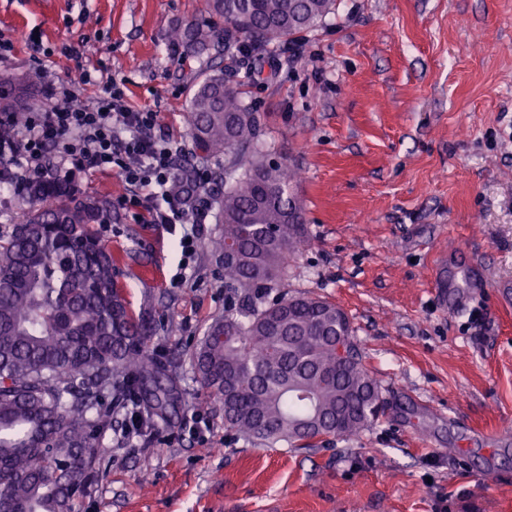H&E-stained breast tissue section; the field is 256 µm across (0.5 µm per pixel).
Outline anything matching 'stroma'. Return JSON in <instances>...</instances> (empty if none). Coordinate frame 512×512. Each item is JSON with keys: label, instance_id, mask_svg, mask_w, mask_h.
<instances>
[{"label": "stroma", "instance_id": "35a3bbf8", "mask_svg": "<svg viewBox=\"0 0 512 512\" xmlns=\"http://www.w3.org/2000/svg\"><path fill=\"white\" fill-rule=\"evenodd\" d=\"M205 16V0H0V39L15 45L0 76L41 94L81 68L111 75L134 108L157 112L181 167L210 172L224 162L191 155L190 93L210 69L240 84L270 162L301 174L309 245L283 290L346 312L385 411L358 438L303 449L227 430L189 359L224 312L207 250L215 216L186 262L178 236L137 219L121 177L80 173L79 192L112 200L96 231L121 257L132 312L154 304L164 327L151 349L178 359L185 404L147 443L113 423L74 512H512V445L492 437L512 428V302L500 290L512 285V0H336L293 43L175 51L171 29ZM442 253L472 262L487 288L443 306Z\"/></svg>", "mask_w": 512, "mask_h": 512}]
</instances>
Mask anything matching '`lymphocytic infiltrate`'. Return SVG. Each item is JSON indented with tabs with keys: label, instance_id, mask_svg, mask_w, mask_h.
I'll return each instance as SVG.
<instances>
[{
	"label": "lymphocytic infiltrate",
	"instance_id": "1",
	"mask_svg": "<svg viewBox=\"0 0 512 512\" xmlns=\"http://www.w3.org/2000/svg\"><path fill=\"white\" fill-rule=\"evenodd\" d=\"M85 171L118 173L128 187L143 191L150 223L180 230L184 253L194 254L208 209L195 190L207 184L209 174L196 171L193 188H186L155 113L133 109L112 78L93 101L79 98L71 86L50 87L44 109L16 132L0 184L19 191L33 181Z\"/></svg>",
	"mask_w": 512,
	"mask_h": 512
}]
</instances>
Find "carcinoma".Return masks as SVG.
<instances>
[{
    "mask_svg": "<svg viewBox=\"0 0 512 512\" xmlns=\"http://www.w3.org/2000/svg\"><path fill=\"white\" fill-rule=\"evenodd\" d=\"M241 54L291 42L322 22L334 0H208ZM219 32L191 20L171 32L186 54L210 53ZM41 106L35 92L0 96L15 125ZM192 153L224 158L218 232L208 249L229 293L191 351L193 379L224 426L274 447L351 438L384 412L377 382L335 304L301 294L269 298L307 240L294 174L265 161L258 113L224 72H206L189 101ZM24 220L0 234V512H73L94 477L98 437L125 409L143 437L150 418L181 402L172 363L150 354L152 314L136 317L116 280L117 258L96 236L112 223L107 195L61 180L28 184ZM344 340L347 356L336 353Z\"/></svg>",
    "mask_w": 512,
    "mask_h": 512,
    "instance_id": "obj_1",
    "label": "carcinoma"
}]
</instances>
